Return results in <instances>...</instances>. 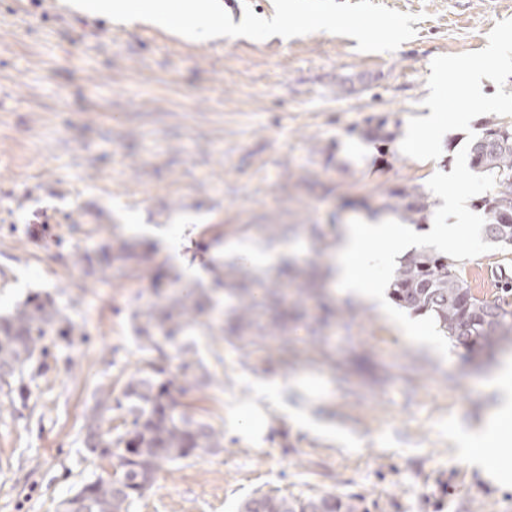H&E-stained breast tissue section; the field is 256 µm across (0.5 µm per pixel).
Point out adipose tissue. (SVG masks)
I'll list each match as a JSON object with an SVG mask.
<instances>
[{
  "instance_id": "ef3b65f1",
  "label": "adipose tissue",
  "mask_w": 512,
  "mask_h": 512,
  "mask_svg": "<svg viewBox=\"0 0 512 512\" xmlns=\"http://www.w3.org/2000/svg\"><path fill=\"white\" fill-rule=\"evenodd\" d=\"M407 236V231L387 215L345 225L334 260V280L343 294L386 305L387 281L368 278L364 269L380 258L394 261L405 249ZM482 389L492 403L479 426L459 434L465 461L489 472L500 484L512 485V465L497 460L499 448L512 442V357L501 360Z\"/></svg>"
}]
</instances>
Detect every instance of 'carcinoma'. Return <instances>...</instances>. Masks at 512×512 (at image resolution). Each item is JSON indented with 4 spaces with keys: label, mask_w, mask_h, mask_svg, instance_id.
Listing matches in <instances>:
<instances>
[{
    "label": "carcinoma",
    "mask_w": 512,
    "mask_h": 512,
    "mask_svg": "<svg viewBox=\"0 0 512 512\" xmlns=\"http://www.w3.org/2000/svg\"><path fill=\"white\" fill-rule=\"evenodd\" d=\"M385 117L363 131L364 137L390 142L396 132L388 129ZM497 127L486 120L483 132L469 146L471 168L478 174L496 178L494 193L479 199L485 214L483 235L502 247L504 254L512 252V125ZM433 206L423 186L414 184L391 189L384 207L400 214L403 220L417 224ZM139 244L112 232V243L98 251L84 250L76 257L89 275L103 278L116 262L128 265L130 275L150 279L155 288L161 287V273H151L144 265L146 254L138 251ZM327 247L320 248L319 260L310 264L309 271L290 275L288 263L280 264L277 275L270 280L254 276L250 268L236 266L225 270L224 263L211 265L208 288L180 284V276L168 278L172 291L162 303L147 310L132 313L134 330L141 344L155 357L146 362L138 374L125 383L122 396L115 398L113 409L125 412L127 428L117 436L102 430V415L92 413L86 428L91 448L103 457L116 458L114 473L96 476L76 495L63 501L64 512H131L135 497L150 489L156 474L167 463L186 459L198 451L217 452L224 448V432L204 419H192L178 410L172 381L165 378L169 350L180 359L177 369L182 375L194 377L197 385L207 384L209 374L195 359L189 336L201 324L200 318L215 311L221 336H239L251 331L250 344L276 336L280 341L281 362H288L294 351L293 340L287 336L288 307L280 295L282 279L289 280L296 291L307 295L324 287L330 267L321 257ZM230 287L238 304L229 316L219 309L220 300L213 294ZM390 294L399 305L420 315L431 317L440 331L455 345L466 344L473 350L512 348V287L503 288L491 297L477 295L464 274V262L434 253L425 248L408 252L393 273ZM265 306L273 311L270 319L259 324L254 311ZM74 323L66 316L55 299L46 296L25 301L11 314L0 318V382L19 384L24 391L25 369L42 363L48 336L68 339ZM119 452L114 454L112 449ZM239 512H367L356 496L328 493L308 497H278L262 495L250 498L239 506Z\"/></svg>",
    "instance_id": "carcinoma-1"
}]
</instances>
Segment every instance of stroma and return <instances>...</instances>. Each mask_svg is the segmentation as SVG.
<instances>
[{"instance_id": "1", "label": "stroma", "mask_w": 512, "mask_h": 512, "mask_svg": "<svg viewBox=\"0 0 512 512\" xmlns=\"http://www.w3.org/2000/svg\"><path fill=\"white\" fill-rule=\"evenodd\" d=\"M382 2L420 17L391 53L327 32L193 43L61 0H0V316L47 293L77 326L70 342L47 337L48 369L25 374L26 397L0 388V512H56L113 470L88 448L85 418L122 427L105 400L143 364L131 314L155 296L122 269L86 275L77 252L117 229L179 274L249 263L265 225L283 224L274 249L302 270L318 247L310 225L337 242L343 224L381 214L389 189L451 172L481 134V116L446 133L434 161L362 136L379 117L403 127L420 116L431 61L483 49L512 0ZM326 300L339 314L322 327ZM295 307L285 365L272 341L197 337L212 382L186 390L183 410L221 429L224 448L164 465L131 512H238L260 494L326 493L362 497L369 512H512V489L464 465L455 435L481 422L476 382L498 358L434 357L333 284ZM284 402L327 415L344 439L295 429Z\"/></svg>"}]
</instances>
